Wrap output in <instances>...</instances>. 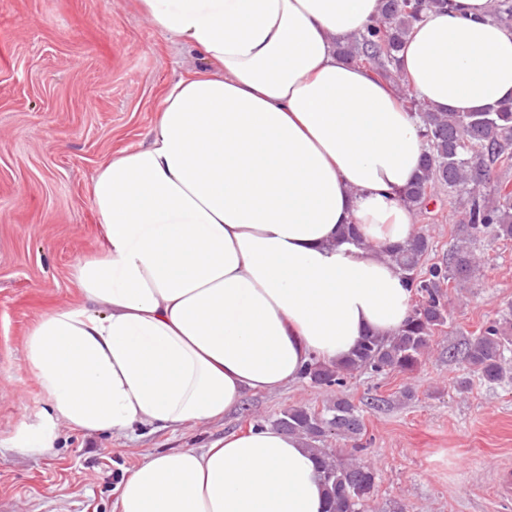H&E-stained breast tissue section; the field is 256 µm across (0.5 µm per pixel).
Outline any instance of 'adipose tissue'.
Masks as SVG:
<instances>
[{
    "label": "adipose tissue",
    "mask_w": 512,
    "mask_h": 512,
    "mask_svg": "<svg viewBox=\"0 0 512 512\" xmlns=\"http://www.w3.org/2000/svg\"><path fill=\"white\" fill-rule=\"evenodd\" d=\"M202 71L160 99L147 145L102 163L100 251L80 304L40 317L25 358L45 399L13 447L85 433L177 429L387 336L411 293L383 256L416 233L399 200L424 151L416 117L337 44L380 0H138ZM407 88L439 112L512 99V28L488 0H450L406 39ZM313 452L266 425L146 458L115 512H327Z\"/></svg>",
    "instance_id": "1"
}]
</instances>
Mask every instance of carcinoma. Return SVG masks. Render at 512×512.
<instances>
[{"instance_id":"carcinoma-1","label":"carcinoma","mask_w":512,"mask_h":512,"mask_svg":"<svg viewBox=\"0 0 512 512\" xmlns=\"http://www.w3.org/2000/svg\"><path fill=\"white\" fill-rule=\"evenodd\" d=\"M442 0H382L379 17L359 36L337 47L338 53L355 65L369 67L380 80L396 86L405 82L399 54L411 27L425 10ZM491 15L512 26V0H491ZM408 108L420 120L425 142L420 173L401 194L402 204L422 211L443 187L464 207L466 238L448 259L424 266L430 243L423 233L402 245L384 249L399 269L415 298L410 315L394 335L367 336L354 357L328 366L308 364L303 377L318 386L342 387L345 378L369 369L411 374L422 364L435 330L448 322L447 288L464 287L475 262L472 245L485 236L512 241V188L500 183L486 192V176L495 168L512 167V102L496 108L461 115L436 112L413 98ZM512 344V310L487 322L479 334L465 343L464 359L473 372L489 384L507 377L504 351ZM285 432L309 441L321 458L323 479L331 512H366L376 488L374 469L355 458L363 423L356 406L347 398H336L318 409L291 407L274 421ZM349 441L352 451L326 448L330 437Z\"/></svg>"}]
</instances>
